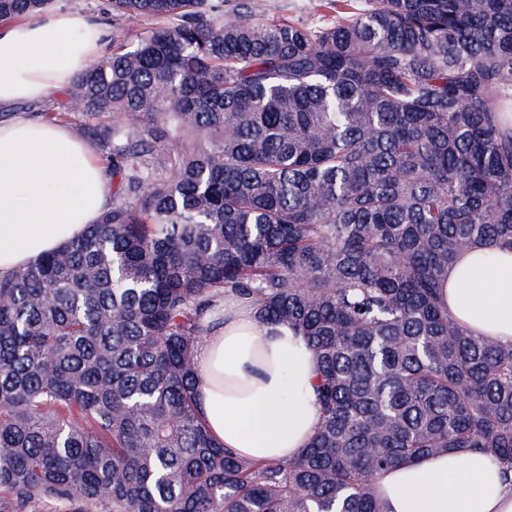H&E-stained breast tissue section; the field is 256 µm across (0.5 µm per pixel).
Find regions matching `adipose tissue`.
Masks as SVG:
<instances>
[{"mask_svg":"<svg viewBox=\"0 0 512 512\" xmlns=\"http://www.w3.org/2000/svg\"><path fill=\"white\" fill-rule=\"evenodd\" d=\"M103 48V28L83 15L49 10L0 24V106L48 98ZM111 199L109 170L69 129L24 116L0 123V276L81 236ZM443 292L459 322L512 340V252H462ZM196 360L202 411L218 441L255 460L299 455L319 417L316 363L298 337L263 326L251 303L229 299ZM376 484L386 512H512V481L476 452L399 464Z\"/></svg>","mask_w":512,"mask_h":512,"instance_id":"ef3b65f1","label":"adipose tissue"}]
</instances>
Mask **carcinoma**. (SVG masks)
Masks as SVG:
<instances>
[{
    "instance_id": "cac0c4a2",
    "label": "carcinoma",
    "mask_w": 512,
    "mask_h": 512,
    "mask_svg": "<svg viewBox=\"0 0 512 512\" xmlns=\"http://www.w3.org/2000/svg\"><path fill=\"white\" fill-rule=\"evenodd\" d=\"M354 2L310 28L110 0L164 24L67 92L112 204L0 278V512H385L377 476L445 452L512 480V341L442 301L459 253L512 251V0ZM229 296L316 361L294 460L206 426L196 354Z\"/></svg>"
}]
</instances>
